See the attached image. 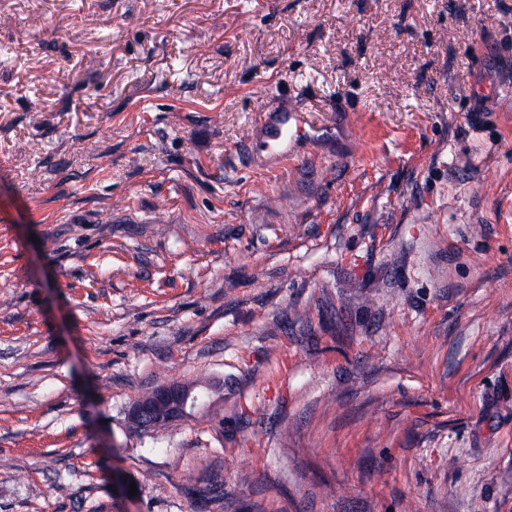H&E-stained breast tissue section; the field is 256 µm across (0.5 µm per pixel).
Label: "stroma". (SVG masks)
Returning <instances> with one entry per match:
<instances>
[{"mask_svg":"<svg viewBox=\"0 0 512 512\" xmlns=\"http://www.w3.org/2000/svg\"><path fill=\"white\" fill-rule=\"evenodd\" d=\"M4 14L0 512H512V0ZM297 112L300 111L292 109L269 112L259 127V138L275 162L283 161L288 157V147L301 127ZM151 393L152 391L143 397ZM198 395L194 388L180 384L161 386L132 406L129 413L130 422L140 430L163 428L169 423L158 424L160 421H175L181 416H186Z\"/></svg>","mask_w":512,"mask_h":512,"instance_id":"1","label":"stroma"}]
</instances>
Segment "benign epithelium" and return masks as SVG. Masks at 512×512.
I'll return each mask as SVG.
<instances>
[{"label":"benign epithelium","instance_id":"obj_1","mask_svg":"<svg viewBox=\"0 0 512 512\" xmlns=\"http://www.w3.org/2000/svg\"><path fill=\"white\" fill-rule=\"evenodd\" d=\"M198 393L192 387L180 384L161 386L146 397L138 400L131 408V424L140 430H150L160 421H175L192 409Z\"/></svg>","mask_w":512,"mask_h":512}]
</instances>
